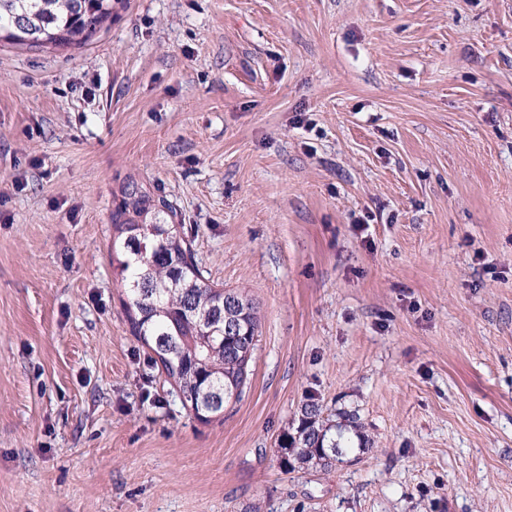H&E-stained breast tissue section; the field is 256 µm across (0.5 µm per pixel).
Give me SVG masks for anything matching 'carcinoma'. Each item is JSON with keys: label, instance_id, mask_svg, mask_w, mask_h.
Segmentation results:
<instances>
[{"label": "carcinoma", "instance_id": "carcinoma-1", "mask_svg": "<svg viewBox=\"0 0 512 512\" xmlns=\"http://www.w3.org/2000/svg\"><path fill=\"white\" fill-rule=\"evenodd\" d=\"M123 0H0V40L19 47H80L112 19ZM176 209L136 180L121 191L112 210V242L126 291L133 335L154 354L183 405L208 421L224 405L242 398L259 342V318L252 302L234 291L220 294L204 276L192 241L174 222ZM241 335H224V321ZM324 425L321 408L307 403L296 433L278 444L285 470L295 465L329 467L343 459L348 444Z\"/></svg>", "mask_w": 512, "mask_h": 512}]
</instances>
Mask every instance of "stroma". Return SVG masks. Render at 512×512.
I'll list each match as a JSON object with an SVG mask.
<instances>
[{
    "label": "stroma",
    "mask_w": 512,
    "mask_h": 512,
    "mask_svg": "<svg viewBox=\"0 0 512 512\" xmlns=\"http://www.w3.org/2000/svg\"><path fill=\"white\" fill-rule=\"evenodd\" d=\"M131 178L258 310L223 418L131 332ZM312 401L365 442L284 471ZM0 512H512V0H124L0 43Z\"/></svg>",
    "instance_id": "35a3bbf8"
}]
</instances>
